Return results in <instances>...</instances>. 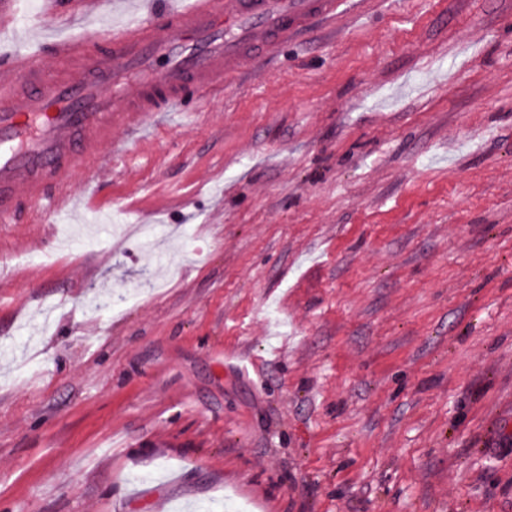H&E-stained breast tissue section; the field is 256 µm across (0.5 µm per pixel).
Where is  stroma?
Returning a JSON list of instances; mask_svg holds the SVG:
<instances>
[{"instance_id":"stroma-1","label":"stroma","mask_w":512,"mask_h":512,"mask_svg":"<svg viewBox=\"0 0 512 512\" xmlns=\"http://www.w3.org/2000/svg\"><path fill=\"white\" fill-rule=\"evenodd\" d=\"M195 107L0 228V512H512V0H363Z\"/></svg>"}]
</instances>
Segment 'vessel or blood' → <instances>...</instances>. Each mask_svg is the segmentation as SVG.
<instances>
[{
  "label": "vessel or blood",
  "mask_w": 512,
  "mask_h": 512,
  "mask_svg": "<svg viewBox=\"0 0 512 512\" xmlns=\"http://www.w3.org/2000/svg\"><path fill=\"white\" fill-rule=\"evenodd\" d=\"M347 2L142 0L136 18L96 28L101 0H82L84 24L34 30L1 49L0 224L19 223L23 202L74 210L75 170L97 184L113 128L142 137L130 118L186 111L189 95L223 86Z\"/></svg>",
  "instance_id": "obj_1"
}]
</instances>
